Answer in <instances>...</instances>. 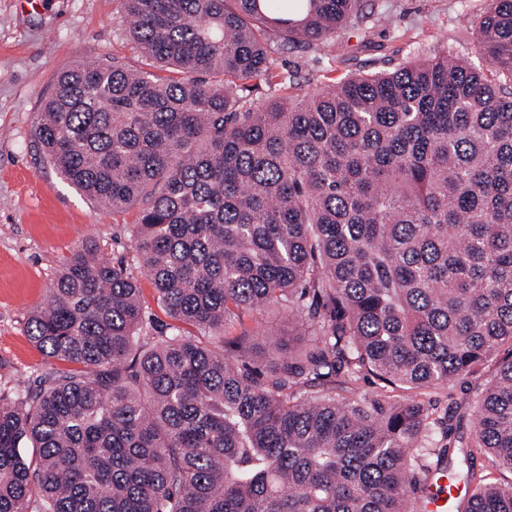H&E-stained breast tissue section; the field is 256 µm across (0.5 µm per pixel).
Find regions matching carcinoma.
<instances>
[{
    "label": "carcinoma",
    "mask_w": 512,
    "mask_h": 512,
    "mask_svg": "<svg viewBox=\"0 0 512 512\" xmlns=\"http://www.w3.org/2000/svg\"><path fill=\"white\" fill-rule=\"evenodd\" d=\"M154 71H63L36 135L60 178L139 205L137 278L77 247L27 332L53 360L0 396V512H512V0H486L484 70L442 52L284 88L270 37L310 46L362 25L360 0H123ZM176 71L181 77H164ZM274 307L288 344L227 324ZM494 366L459 462L426 398ZM371 377L370 393L357 383ZM36 449L27 460L19 452Z\"/></svg>",
    "instance_id": "obj_1"
}]
</instances>
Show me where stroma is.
<instances>
[{
    "mask_svg": "<svg viewBox=\"0 0 512 512\" xmlns=\"http://www.w3.org/2000/svg\"><path fill=\"white\" fill-rule=\"evenodd\" d=\"M482 4L363 0L369 15L364 26L338 28L307 48L286 49L270 40V59L277 72L294 74L293 95L320 88L330 77L390 70L442 50L481 67L485 61L473 30ZM122 14L121 0H48L35 9L25 0H0V396L9 395L19 380L74 372L73 364L47 359L26 327L65 258L86 241L100 243L112 262L134 274L147 317L160 326L174 324L137 262V207L101 211L59 178L35 137L39 114L62 71L114 59L131 69H149ZM492 373L487 367L453 378L436 397L469 415Z\"/></svg>",
    "mask_w": 512,
    "mask_h": 512,
    "instance_id": "stroma-1",
    "label": "stroma"
}]
</instances>
